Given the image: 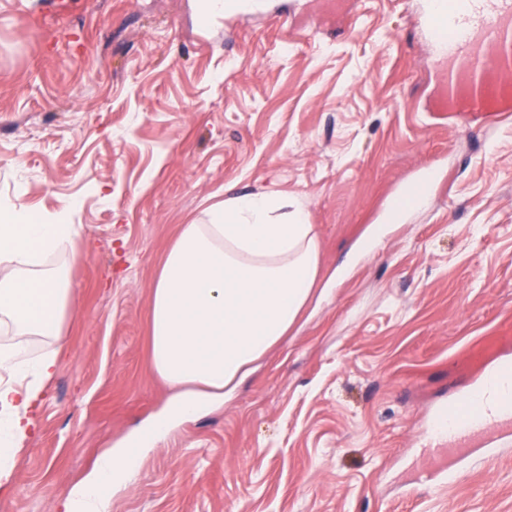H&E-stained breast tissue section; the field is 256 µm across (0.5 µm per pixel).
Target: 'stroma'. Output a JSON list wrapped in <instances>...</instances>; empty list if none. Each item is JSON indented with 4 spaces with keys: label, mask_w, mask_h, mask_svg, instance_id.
<instances>
[{
    "label": "stroma",
    "mask_w": 512,
    "mask_h": 512,
    "mask_svg": "<svg viewBox=\"0 0 512 512\" xmlns=\"http://www.w3.org/2000/svg\"><path fill=\"white\" fill-rule=\"evenodd\" d=\"M0 0V210L74 247L39 425L0 512H64L160 415L149 299L181 225L245 193L314 224L311 299L224 400L175 418L106 512H512V432L423 469L429 410L512 358V105L459 112L426 0H269L204 37L197 0ZM433 173L425 205L386 209Z\"/></svg>",
    "instance_id": "35a3bbf8"
}]
</instances>
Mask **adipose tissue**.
Wrapping results in <instances>:
<instances>
[{
  "instance_id": "ef3b65f1",
  "label": "adipose tissue",
  "mask_w": 512,
  "mask_h": 512,
  "mask_svg": "<svg viewBox=\"0 0 512 512\" xmlns=\"http://www.w3.org/2000/svg\"><path fill=\"white\" fill-rule=\"evenodd\" d=\"M185 224L150 295L151 364L174 392L171 415L200 413L230 395L254 363L296 322L319 273L318 238L305 212L273 194L238 196ZM64 218L32 221L24 208L0 216V320L16 335L59 339L69 309L64 272L44 270L73 244ZM57 368L47 353L26 365L0 349V488L16 479V457L38 426L45 385ZM142 443L104 453L67 512H103L113 480H131Z\"/></svg>"
}]
</instances>
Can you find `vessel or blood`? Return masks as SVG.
I'll use <instances>...</instances> for the list:
<instances>
[{"mask_svg":"<svg viewBox=\"0 0 512 512\" xmlns=\"http://www.w3.org/2000/svg\"><path fill=\"white\" fill-rule=\"evenodd\" d=\"M423 29L434 54L447 61L443 99L466 110H486L512 98V0H466L448 10L432 0ZM512 360L503 359L470 391L480 408L461 412L449 401L431 416L425 440L447 437L448 449L460 452L472 441L491 437V423L512 420Z\"/></svg>","mask_w":512,"mask_h":512,"instance_id":"1","label":"vessel or blood"}]
</instances>
